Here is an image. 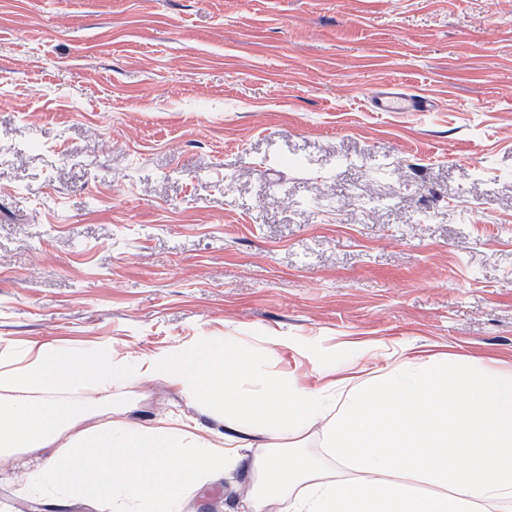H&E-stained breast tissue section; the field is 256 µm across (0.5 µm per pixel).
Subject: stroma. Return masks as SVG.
I'll list each match as a JSON object with an SVG mask.
<instances>
[{
    "instance_id": "obj_1",
    "label": "stroma",
    "mask_w": 512,
    "mask_h": 512,
    "mask_svg": "<svg viewBox=\"0 0 512 512\" xmlns=\"http://www.w3.org/2000/svg\"><path fill=\"white\" fill-rule=\"evenodd\" d=\"M205 333L290 337L270 369L300 378L358 344L512 368V0H0V350ZM31 463L0 458V512ZM386 87L374 93L371 102L377 112H430L432 103L423 95H407Z\"/></svg>"
}]
</instances>
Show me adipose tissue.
<instances>
[{
  "label": "adipose tissue",
  "instance_id": "obj_1",
  "mask_svg": "<svg viewBox=\"0 0 512 512\" xmlns=\"http://www.w3.org/2000/svg\"><path fill=\"white\" fill-rule=\"evenodd\" d=\"M288 342L205 336L133 364L108 346L1 350L0 455L37 458L20 495L109 512H184L191 490L243 467L236 512H512V369L371 346L349 376L319 365L301 380L268 369ZM145 378L179 386L223 434L132 424L113 391Z\"/></svg>",
  "mask_w": 512,
  "mask_h": 512
}]
</instances>
